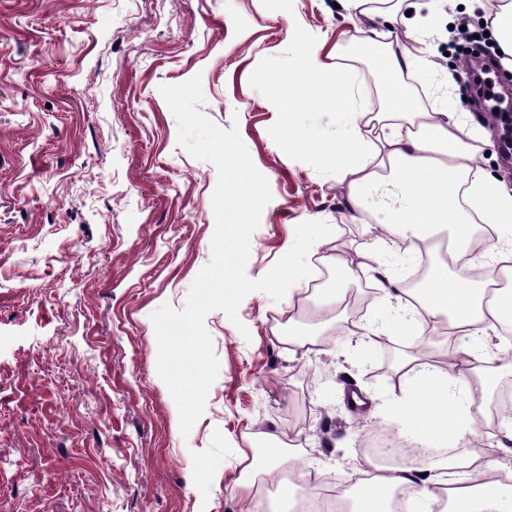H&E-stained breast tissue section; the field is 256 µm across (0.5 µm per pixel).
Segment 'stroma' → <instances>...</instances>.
Masks as SVG:
<instances>
[{"mask_svg":"<svg viewBox=\"0 0 512 512\" xmlns=\"http://www.w3.org/2000/svg\"><path fill=\"white\" fill-rule=\"evenodd\" d=\"M413 2L396 33L421 65L398 84L489 138L481 166L511 192L504 132L480 105L474 60L455 52L447 4ZM349 26L335 0H0V512H270L287 468L266 477L261 502L236 486L263 433L342 491L372 429L409 436L394 376L414 339L391 299L373 297L356 331L353 307L323 312L307 324L320 337L309 350L288 342L287 300L250 293L235 323L211 311L219 374L186 434L156 370L151 316L183 309L211 260L217 183L179 145L160 86L201 75L202 112L237 129L269 182L249 278L309 220L333 233L308 265L372 244L399 280L417 264L381 228L350 221L335 169L307 147L336 143L328 90L302 104L285 95L308 53L356 59ZM372 324L380 339L361 334ZM293 415L308 421L295 434Z\"/></svg>","mask_w":512,"mask_h":512,"instance_id":"1","label":"stroma"}]
</instances>
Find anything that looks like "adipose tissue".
I'll return each instance as SVG.
<instances>
[{
  "instance_id": "ef3b65f1",
  "label": "adipose tissue",
  "mask_w": 512,
  "mask_h": 512,
  "mask_svg": "<svg viewBox=\"0 0 512 512\" xmlns=\"http://www.w3.org/2000/svg\"><path fill=\"white\" fill-rule=\"evenodd\" d=\"M403 0H345L354 34L391 37L401 20ZM413 57L390 51L371 71L374 99L353 98L355 65L330 63L309 55L301 85L328 89L342 114L341 140L330 152L351 214L363 213L365 192L390 178L405 194V205L394 213L372 217L407 252L447 244V260L438 262L425 286L408 291L383 268H376L373 286L397 300L416 324V335L442 337L440 364L409 355L396 370L406 389L399 416L417 430L407 440L404 456L419 443L469 445L479 451L458 458L444 470L402 464L361 468L354 490L353 512H390L396 491L409 492V512H438L440 494L448 485L449 512H512V418L493 419L477 402V392L492 391V373L482 370L484 354L474 341L512 325V266L501 269V280L474 281L465 258L478 245L474 226L491 225L498 238L512 242V195L498 190L483 176L478 161L483 148L448 110L419 109L396 86V75L412 70ZM288 466L311 479L309 463L286 453L280 437L265 434L263 448L244 459L240 494L255 497L260 477Z\"/></svg>"
}]
</instances>
